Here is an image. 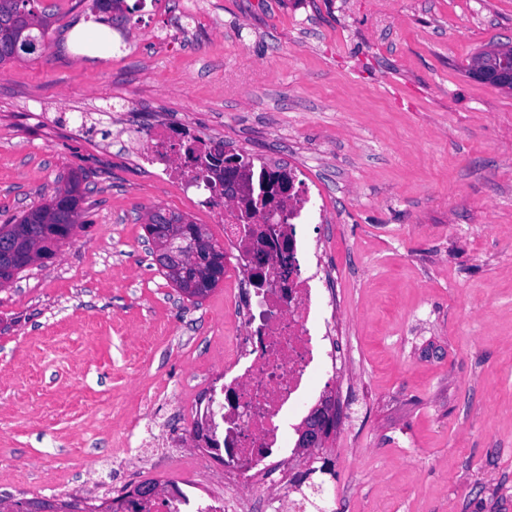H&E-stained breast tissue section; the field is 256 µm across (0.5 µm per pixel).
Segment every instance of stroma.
I'll return each instance as SVG.
<instances>
[{
  "label": "stroma",
  "instance_id": "stroma-1",
  "mask_svg": "<svg viewBox=\"0 0 512 512\" xmlns=\"http://www.w3.org/2000/svg\"><path fill=\"white\" fill-rule=\"evenodd\" d=\"M126 0L125 57L67 46L111 27L92 0H43L48 47L0 65V224L62 177L92 187L81 227L0 286V499L117 497L191 448H140L204 386L226 282L187 298L145 229L162 208L209 216L146 173L126 124L191 123L225 144L294 154L329 197L338 331L352 357L320 378L342 416L307 501L335 512H512V90L471 78L512 43V0ZM183 23L179 49L159 46ZM109 111L83 133L58 112Z\"/></svg>",
  "mask_w": 512,
  "mask_h": 512
}]
</instances>
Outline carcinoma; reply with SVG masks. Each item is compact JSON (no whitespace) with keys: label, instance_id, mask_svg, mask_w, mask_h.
<instances>
[{"label":"carcinoma","instance_id":"cac0c4a2","mask_svg":"<svg viewBox=\"0 0 512 512\" xmlns=\"http://www.w3.org/2000/svg\"><path fill=\"white\" fill-rule=\"evenodd\" d=\"M39 0H0V64L15 59L13 39L17 31L23 36L43 38L52 24L53 14L47 8H38ZM89 192L82 179L70 175L64 186L57 188L49 201L24 212L13 224H0V285L11 280L25 268L55 254V248L70 238L77 226L79 203ZM168 224L189 225V242L201 237L212 238L201 224L185 216L170 212Z\"/></svg>","mask_w":512,"mask_h":512}]
</instances>
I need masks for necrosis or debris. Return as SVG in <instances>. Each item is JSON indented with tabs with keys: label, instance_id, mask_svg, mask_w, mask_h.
Instances as JSON below:
<instances>
[{
	"label": "necrosis or debris",
	"instance_id": "obj_1",
	"mask_svg": "<svg viewBox=\"0 0 512 512\" xmlns=\"http://www.w3.org/2000/svg\"><path fill=\"white\" fill-rule=\"evenodd\" d=\"M127 149L211 216L233 288L215 382L185 407L186 434L201 456L176 460L164 488L126 499L122 512H297L288 491L306 483L305 471L283 477L279 496L248 491L254 472L275 475L276 459L291 453L290 421L301 404H328L313 394L324 367L346 362L331 338L334 303L322 275L334 240L312 235L313 225L329 221L323 196L303 166L271 153L237 148L226 170L217 159L223 143L185 122L130 130ZM283 180L288 193H275Z\"/></svg>",
	"mask_w": 512,
	"mask_h": 512
}]
</instances>
